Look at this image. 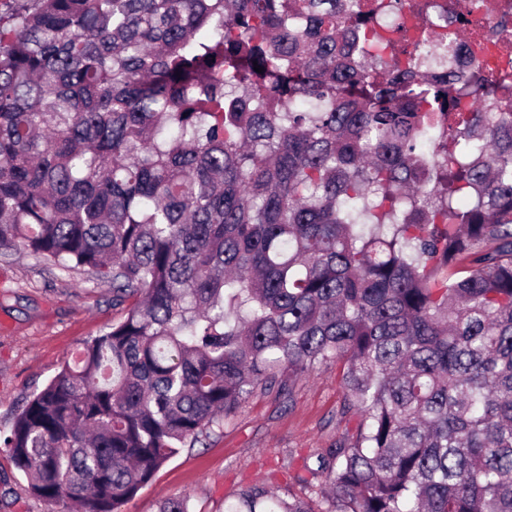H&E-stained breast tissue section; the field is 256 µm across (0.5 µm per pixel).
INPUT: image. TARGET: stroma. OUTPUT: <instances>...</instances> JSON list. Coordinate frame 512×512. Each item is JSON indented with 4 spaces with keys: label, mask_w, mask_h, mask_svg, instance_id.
Returning <instances> with one entry per match:
<instances>
[{
    "label": "stroma",
    "mask_w": 512,
    "mask_h": 512,
    "mask_svg": "<svg viewBox=\"0 0 512 512\" xmlns=\"http://www.w3.org/2000/svg\"><path fill=\"white\" fill-rule=\"evenodd\" d=\"M124 307L112 285L66 272L24 251L0 250V431L26 398L42 389L81 342L109 331ZM340 368L330 364L293 381L290 393L259 392L221 431L182 449L121 512H157L160 501L187 495L193 512H224V502L253 485L307 496L302 459L354 430L344 412ZM27 480L0 455V512H46Z\"/></svg>",
    "instance_id": "obj_1"
}]
</instances>
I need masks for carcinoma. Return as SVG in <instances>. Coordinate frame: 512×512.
Masks as SVG:
<instances>
[{
    "label": "carcinoma",
    "mask_w": 512,
    "mask_h": 512,
    "mask_svg": "<svg viewBox=\"0 0 512 512\" xmlns=\"http://www.w3.org/2000/svg\"><path fill=\"white\" fill-rule=\"evenodd\" d=\"M4 5L0 250L127 304L0 435L32 497L118 512L333 363L359 422L314 496L224 512H512V110L478 66L365 38L366 0Z\"/></svg>",
    "instance_id": "carcinoma-1"
}]
</instances>
